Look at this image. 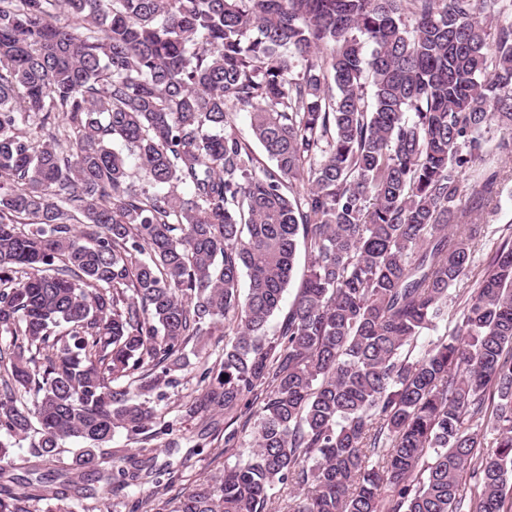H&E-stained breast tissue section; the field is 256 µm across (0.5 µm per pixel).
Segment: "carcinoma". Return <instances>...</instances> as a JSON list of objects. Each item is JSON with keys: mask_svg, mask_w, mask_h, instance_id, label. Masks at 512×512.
<instances>
[{"mask_svg": "<svg viewBox=\"0 0 512 512\" xmlns=\"http://www.w3.org/2000/svg\"><path fill=\"white\" fill-rule=\"evenodd\" d=\"M511 12L0 0V512L115 489L129 512H266L277 485L289 512H512V228L474 272L499 174L463 178L493 124L512 154V21L484 29ZM451 289L452 332L413 356ZM221 326L166 418L152 395ZM221 412L223 472L139 496L162 475L145 444L173 454L201 415L202 448Z\"/></svg>", "mask_w": 512, "mask_h": 512, "instance_id": "cac0c4a2", "label": "carcinoma"}]
</instances>
